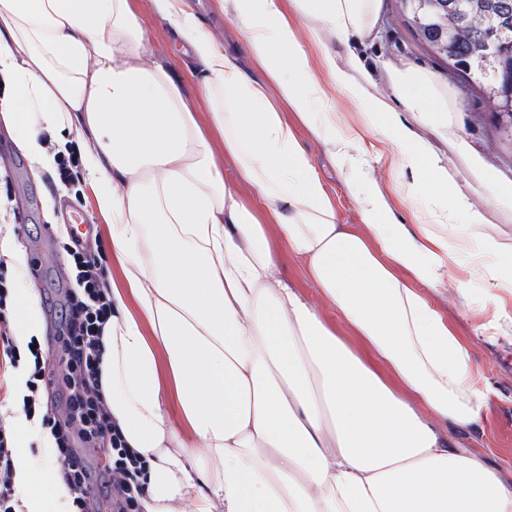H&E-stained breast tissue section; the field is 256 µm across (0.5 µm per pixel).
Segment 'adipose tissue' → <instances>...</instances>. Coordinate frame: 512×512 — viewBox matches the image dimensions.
I'll return each mask as SVG.
<instances>
[{
    "label": "adipose tissue",
    "mask_w": 512,
    "mask_h": 512,
    "mask_svg": "<svg viewBox=\"0 0 512 512\" xmlns=\"http://www.w3.org/2000/svg\"><path fill=\"white\" fill-rule=\"evenodd\" d=\"M149 2L191 61L195 98L146 50L136 0H0V113L36 168L55 169L56 152L76 147L108 226L112 317L99 384L145 463L144 512H512V485L455 438L480 430L491 389L423 294L449 282L465 291L448 266L476 243L500 260L488 282L498 303L512 288V243L449 192L442 158L402 117L419 113L442 135L455 110L448 90L407 64L385 66L379 93L369 67L339 69L320 36L354 52L384 0H216L263 82L187 0ZM291 12L311 22L323 68L366 103L362 124L385 146L376 162L409 169L407 196H450L427 222L399 223L379 190L359 185L362 226L338 223L297 129L340 161L352 142L334 113L313 108L323 89ZM228 160L236 179L224 176ZM284 249L346 332L281 277ZM32 469L19 453L16 488L30 508L64 500L50 479L31 492Z\"/></svg>",
    "instance_id": "obj_1"
}]
</instances>
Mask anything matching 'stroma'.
I'll list each match as a JSON object with an SVG mask.
<instances>
[{"instance_id":"obj_1","label":"stroma","mask_w":512,"mask_h":512,"mask_svg":"<svg viewBox=\"0 0 512 512\" xmlns=\"http://www.w3.org/2000/svg\"><path fill=\"white\" fill-rule=\"evenodd\" d=\"M195 11L214 34L223 40L226 53L243 69L258 72L259 67L244 47L241 31L230 18L216 7V0H190ZM141 22L149 32L147 49L175 67H182L175 36L152 15L148 0H139ZM366 62L373 68L382 64L408 62L426 68L452 92L458 106L456 114L461 134L472 148V157L458 154L454 145L437 142L436 148L448 169V180L481 210L486 221L494 224L500 236L512 240V203H499L479 183L477 171L493 170L512 181V137L504 133L498 114L490 107L477 87L471 86L446 60L428 52L417 40L397 0H386V11L375 35L365 48ZM310 64L317 73L326 94L313 106L320 112L336 115V124L349 137L361 136L365 145L375 144L368 131L360 130L354 121L356 113L365 111L364 103L351 100L333 88L330 74L323 69L316 49L308 51ZM298 137L314 160L326 191L336 208L339 223L358 224L362 217L360 204L352 196V184H374L401 223L412 224L434 202L426 194L405 201L402 186L391 179L386 168L375 161L361 162L359 153H352L341 165L335 164L321 141L306 128H299ZM10 186L8 220L12 222L16 239L26 259L28 278L33 284L46 322L40 338L53 380L49 389V405L56 415L66 412L67 368L62 362L57 329L62 321V309L68 288L74 277L67 250L71 238L59 219L61 207L77 209L86 223L92 224V234L82 236L87 254H110L108 228L98 214L89 187L77 183L73 187L60 184L55 173L38 172L14 142L4 124L0 123V180ZM496 265L494 257H483L481 265L463 262L453 269V276L468 280L465 292L454 287L427 290L429 300L439 308L469 344L473 364L489 381L492 393L485 410L481 432L461 435L465 447L477 452L493 451L500 465L504 483L512 485V296L506 299V318L493 321V306L487 300L486 277ZM10 368L0 366V425L12 428L16 445L27 448L30 455H39L25 423L16 419L17 402L5 384Z\"/></svg>"}]
</instances>
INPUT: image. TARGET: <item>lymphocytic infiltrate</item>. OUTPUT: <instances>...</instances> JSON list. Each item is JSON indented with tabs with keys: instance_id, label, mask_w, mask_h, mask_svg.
I'll return each instance as SVG.
<instances>
[{
	"instance_id": "1",
	"label": "lymphocytic infiltrate",
	"mask_w": 512,
	"mask_h": 512,
	"mask_svg": "<svg viewBox=\"0 0 512 512\" xmlns=\"http://www.w3.org/2000/svg\"><path fill=\"white\" fill-rule=\"evenodd\" d=\"M67 254L76 285L66 293L65 316L58 336L68 370L66 414L59 417L44 407L46 361L39 339H30L21 347L6 331L18 276L1 264L0 359L24 363L28 371L23 409L27 416H39L41 428L54 439L52 457L62 465V478L68 490L66 512H90L89 488L96 483L114 488L110 512H143L144 491L138 481L142 464L135 452L126 448L99 389L100 336L112 316L109 270L102 258L78 247L68 248ZM77 438L103 448L97 466H89L74 448ZM15 445L12 431L0 426V512H18Z\"/></svg>"
}]
</instances>
